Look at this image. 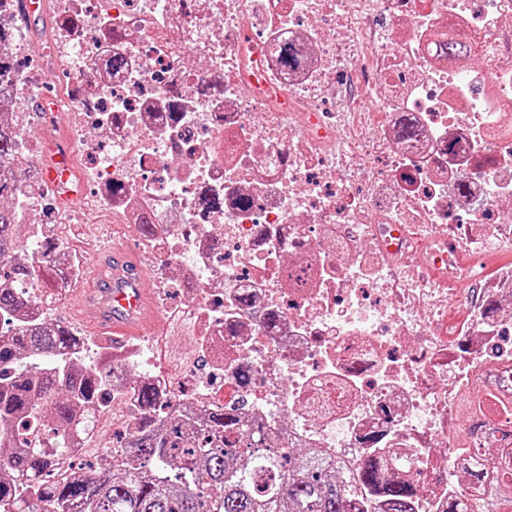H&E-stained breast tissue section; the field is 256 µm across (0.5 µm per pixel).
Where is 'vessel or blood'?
<instances>
[{
    "label": "vessel or blood",
    "instance_id": "vessel-or-blood-1",
    "mask_svg": "<svg viewBox=\"0 0 512 512\" xmlns=\"http://www.w3.org/2000/svg\"><path fill=\"white\" fill-rule=\"evenodd\" d=\"M98 288L79 294L99 310L98 332L114 344L140 333L154 317L151 291L139 264L123 250L106 252L99 265Z\"/></svg>",
    "mask_w": 512,
    "mask_h": 512
}]
</instances>
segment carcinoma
<instances>
[{
  "mask_svg": "<svg viewBox=\"0 0 512 512\" xmlns=\"http://www.w3.org/2000/svg\"><path fill=\"white\" fill-rule=\"evenodd\" d=\"M13 186L0 178V260L22 251L27 225L6 203ZM35 287L30 262L0 263V512H366L378 497L384 512H414L416 487L391 483L372 460L355 467L316 448L278 446L271 428L235 409L189 417L172 408L143 418L117 440L121 469L98 468L101 447L89 436L112 397V357L77 359L83 337L60 321L46 324L16 284ZM155 387L137 391L135 407L152 410ZM469 433L512 423V397L483 385L462 398ZM469 477L485 486L489 512H512V447Z\"/></svg>",
  "mask_w": 512,
  "mask_h": 512,
  "instance_id": "cac0c4a2",
  "label": "carcinoma"
}]
</instances>
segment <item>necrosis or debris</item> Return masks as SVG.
Masks as SVG:
<instances>
[{
	"label": "necrosis or debris",
	"instance_id": "obj_1",
	"mask_svg": "<svg viewBox=\"0 0 512 512\" xmlns=\"http://www.w3.org/2000/svg\"><path fill=\"white\" fill-rule=\"evenodd\" d=\"M50 7L36 36L0 0L18 144L0 170L52 287L89 267L74 219L154 227L160 332L112 348L113 428L132 430L138 381L165 405L241 403L288 446L416 478V512H487L455 450L464 392L512 388V262L496 259L512 249V0ZM451 39L480 63L443 54ZM58 118L83 167L77 214L40 173ZM453 307L469 316L449 336Z\"/></svg>",
	"mask_w": 512,
	"mask_h": 512
}]
</instances>
